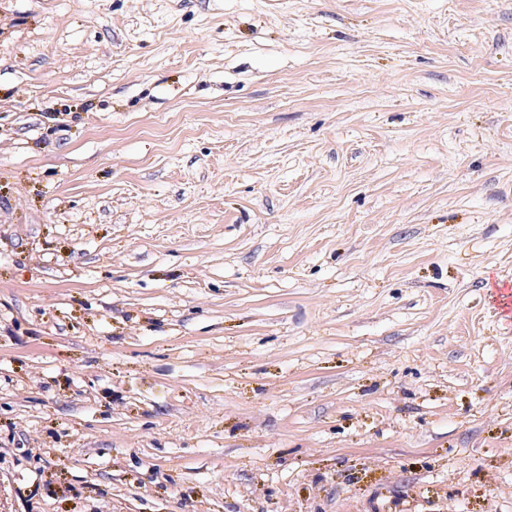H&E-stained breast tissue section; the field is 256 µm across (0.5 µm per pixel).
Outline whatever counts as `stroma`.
Segmentation results:
<instances>
[{
	"mask_svg": "<svg viewBox=\"0 0 512 512\" xmlns=\"http://www.w3.org/2000/svg\"><path fill=\"white\" fill-rule=\"evenodd\" d=\"M512 0H0V512H512Z\"/></svg>",
	"mask_w": 512,
	"mask_h": 512,
	"instance_id": "stroma-1",
	"label": "stroma"
}]
</instances>
